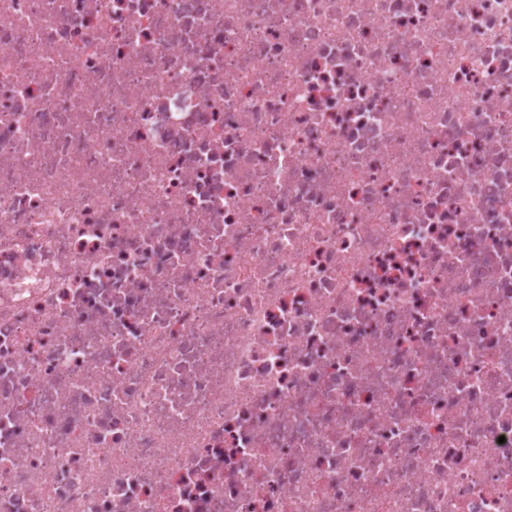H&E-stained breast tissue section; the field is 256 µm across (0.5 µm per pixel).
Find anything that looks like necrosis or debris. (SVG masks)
I'll list each match as a JSON object with an SVG mask.
<instances>
[{"label":"necrosis or debris","mask_w":512,"mask_h":512,"mask_svg":"<svg viewBox=\"0 0 512 512\" xmlns=\"http://www.w3.org/2000/svg\"><path fill=\"white\" fill-rule=\"evenodd\" d=\"M0 512H512V0H0Z\"/></svg>","instance_id":"necrosis-or-debris-1"}]
</instances>
